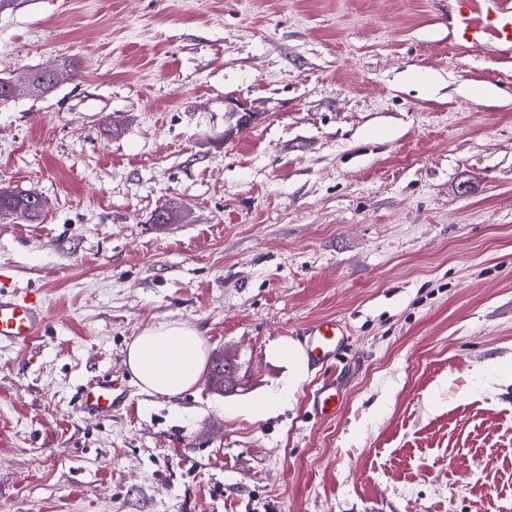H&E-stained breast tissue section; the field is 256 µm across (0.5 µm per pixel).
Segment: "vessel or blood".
<instances>
[{
  "label": "vessel or blood",
  "instance_id": "obj_1",
  "mask_svg": "<svg viewBox=\"0 0 512 512\" xmlns=\"http://www.w3.org/2000/svg\"><path fill=\"white\" fill-rule=\"evenodd\" d=\"M454 15L458 42L476 45L489 36L512 48V0H454ZM48 320L42 303L16 293L0 294V344H29ZM303 334L307 355L316 366L335 361L345 346V330L334 319L311 323ZM125 398L124 385L112 379L93 380L80 391L81 408L91 414H111ZM307 401L320 416L335 415V382L323 381Z\"/></svg>",
  "mask_w": 512,
  "mask_h": 512
}]
</instances>
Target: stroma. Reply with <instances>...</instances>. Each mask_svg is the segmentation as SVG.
Returning a JSON list of instances; mask_svg holds the SVG:
<instances>
[{
	"instance_id": "1",
	"label": "stroma",
	"mask_w": 512,
	"mask_h": 512,
	"mask_svg": "<svg viewBox=\"0 0 512 512\" xmlns=\"http://www.w3.org/2000/svg\"><path fill=\"white\" fill-rule=\"evenodd\" d=\"M450 2L0 8V78L78 64L0 104V185L45 202L0 223V286L50 316L0 347V512H512V56ZM329 318L348 349L294 375ZM165 320L237 391L142 392L126 347ZM106 376L126 405L81 414ZM308 404L322 417L336 415V383L324 380L313 392L308 394Z\"/></svg>"
}]
</instances>
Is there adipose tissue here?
I'll list each match as a JSON object with an SVG mask.
<instances>
[{"mask_svg":"<svg viewBox=\"0 0 512 512\" xmlns=\"http://www.w3.org/2000/svg\"><path fill=\"white\" fill-rule=\"evenodd\" d=\"M126 363L142 391L176 397L202 381L204 340L197 329L184 322H156L128 344Z\"/></svg>","mask_w":512,"mask_h":512,"instance_id":"ef3b65f1","label":"adipose tissue"}]
</instances>
